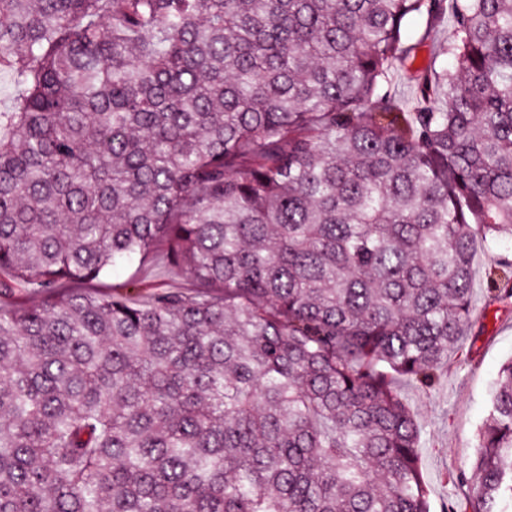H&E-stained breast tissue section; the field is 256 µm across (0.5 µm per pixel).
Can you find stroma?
Returning a JSON list of instances; mask_svg holds the SVG:
<instances>
[{
    "label": "stroma",
    "mask_w": 512,
    "mask_h": 512,
    "mask_svg": "<svg viewBox=\"0 0 512 512\" xmlns=\"http://www.w3.org/2000/svg\"><path fill=\"white\" fill-rule=\"evenodd\" d=\"M501 254L496 243L480 247L471 292L474 322L457 355L442 368L435 386L425 390L412 380L398 381V390L421 428L418 455L432 512H451L458 506L462 492L450 475L470 470L489 393L501 365L512 358V298L493 301L487 291ZM185 284V277L175 272L166 254L158 252L143 263L114 270L92 289L142 301L147 286L181 288Z\"/></svg>",
    "instance_id": "stroma-1"
}]
</instances>
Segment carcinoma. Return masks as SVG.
Wrapping results in <instances>:
<instances>
[{"instance_id":"carcinoma-1","label":"carcinoma","mask_w":512,"mask_h":512,"mask_svg":"<svg viewBox=\"0 0 512 512\" xmlns=\"http://www.w3.org/2000/svg\"><path fill=\"white\" fill-rule=\"evenodd\" d=\"M1 71L0 512H430L395 379L512 242V0H0ZM160 249L190 287L57 293ZM473 470L512 512V360ZM452 28V22L450 19H448V16H446L445 19L435 27L430 37L422 45L419 46L415 64L419 66H425L427 63H429L436 45L440 41L448 38Z\"/></svg>"}]
</instances>
